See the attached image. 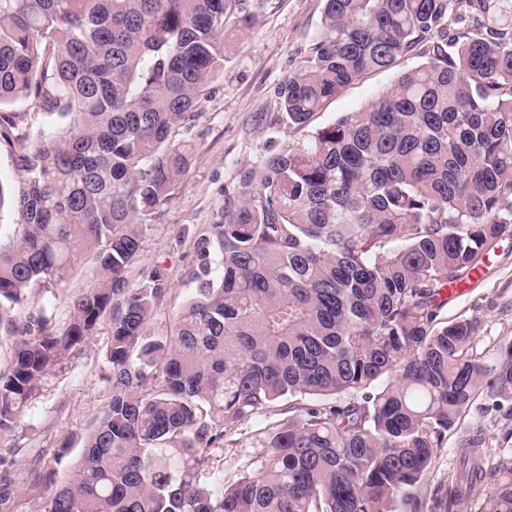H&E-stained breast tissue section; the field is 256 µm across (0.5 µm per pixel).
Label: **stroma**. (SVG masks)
<instances>
[{"mask_svg": "<svg viewBox=\"0 0 512 512\" xmlns=\"http://www.w3.org/2000/svg\"><path fill=\"white\" fill-rule=\"evenodd\" d=\"M255 24L246 30L226 28L224 68L201 99L194 126L181 133L190 165L178 181L171 201L147 220L142 233L140 259L126 278L137 287L143 268L157 266L167 275L170 291L160 302L151 324L163 335L192 285L188 276L197 264L195 239L204 225L213 223L227 199L240 198L249 174L259 172L271 154L288 144L305 141L311 133L347 112L363 109L395 79V71L362 76L339 91L314 114L309 126L288 129L281 121L278 89L307 57L322 26L324 0H245ZM89 258H81L70 280L50 289L48 302L56 325H63L72 298L89 284ZM448 318L460 315L480 320L476 347L485 357L512 341V239L502 241L485 260L483 272L464 294H454L444 310ZM110 319L102 317L96 332L78 347L62 368L52 371L40 391L20 413V428L0 433V456L11 470L24 474L35 461L54 464L59 476L69 474L72 460L52 458L64 437L87 431L109 398L104 380L109 371L106 346ZM311 397L287 398L258 409L224 438L221 455L225 483L236 481L242 470L259 468L268 450L261 442L266 430L283 410L312 406ZM462 430H482L488 455L512 451L506 441L512 430V410L490 400L475 401L461 420ZM459 432H452L437 449L416 491L419 512H444L453 486L452 477L464 452Z\"/></svg>", "mask_w": 512, "mask_h": 512, "instance_id": "obj_1", "label": "stroma"}]
</instances>
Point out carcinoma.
<instances>
[{"label":"carcinoma","mask_w":512,"mask_h":512,"mask_svg":"<svg viewBox=\"0 0 512 512\" xmlns=\"http://www.w3.org/2000/svg\"><path fill=\"white\" fill-rule=\"evenodd\" d=\"M461 0H325L322 29L281 85V120L307 127L361 75L427 43L358 112L270 155L197 242L195 291L170 332L148 324L169 291L127 268L141 228L189 159L175 143L224 67L242 0H0V144L22 180L0 241V432L44 378L111 318L110 400L71 473L0 476V512L26 490L44 512H392L483 396L512 410V343L489 364L480 321L443 293L512 237V29L448 36ZM18 101L49 119L30 128ZM95 267L58 327L31 295ZM355 391L358 398L340 395ZM335 397L267 430L269 456L224 485V432L287 396ZM452 509L512 512V453L487 464L464 436Z\"/></svg>","instance_id":"cac0c4a2"}]
</instances>
